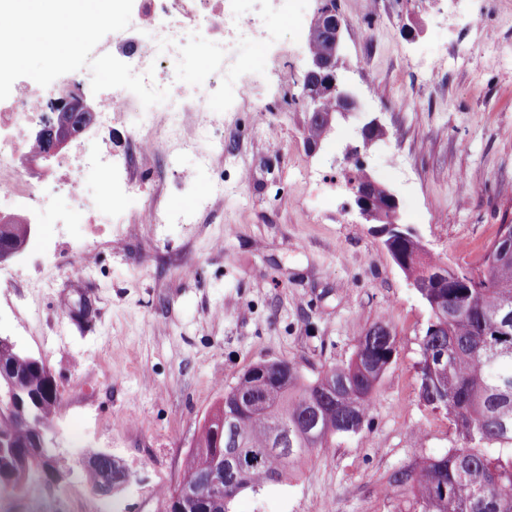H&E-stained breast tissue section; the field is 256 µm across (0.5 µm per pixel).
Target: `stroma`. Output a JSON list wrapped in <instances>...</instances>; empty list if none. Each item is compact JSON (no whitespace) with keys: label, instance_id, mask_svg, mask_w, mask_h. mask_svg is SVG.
Returning <instances> with one entry per match:
<instances>
[{"label":"stroma","instance_id":"1","mask_svg":"<svg viewBox=\"0 0 512 512\" xmlns=\"http://www.w3.org/2000/svg\"><path fill=\"white\" fill-rule=\"evenodd\" d=\"M319 6L289 0L253 95L227 101L209 170L165 147L135 158L125 223L60 226L45 213L8 265L0 336L55 378L68 475L52 489L31 476L0 512H165L200 424L244 371L286 360L315 376L348 361L377 322L398 348L368 427L313 453L295 478L243 492L231 512H417L389 477L459 447L452 421L420 397L428 308L343 187L359 118L337 120L317 148L304 137ZM336 11L342 74L361 118L386 131L368 171L431 255L477 260L512 221V0H336ZM149 207L192 221L141 223ZM89 448L130 470L124 490L91 489L78 464Z\"/></svg>","mask_w":512,"mask_h":512}]
</instances>
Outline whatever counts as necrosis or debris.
<instances>
[{"mask_svg":"<svg viewBox=\"0 0 512 512\" xmlns=\"http://www.w3.org/2000/svg\"><path fill=\"white\" fill-rule=\"evenodd\" d=\"M287 9L288 0H140L120 41L98 44L97 52L129 60L135 74L151 75L152 85L169 89L168 100L154 109L121 88L99 96L85 137L61 157V176L51 189L26 166L36 149L33 131L53 107L77 102L91 74L67 73L52 87L35 85L16 96L0 108V223H15L20 216L40 223L42 203L57 190L71 205L60 223H73L78 213L88 224L123 223L118 202L132 184L130 160L159 141L194 154L200 168H210L213 138L223 121L227 66L236 47L243 39L264 45L274 20ZM200 47L206 64L185 82L180 62ZM116 124L128 136L118 153L99 144ZM89 172L99 174V181L86 180Z\"/></svg>","mask_w":512,"mask_h":512,"instance_id":"4bbe7bcc","label":"necrosis or debris"}]
</instances>
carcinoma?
Returning a JSON list of instances; mask_svg holds the SVG:
<instances>
[{"mask_svg":"<svg viewBox=\"0 0 512 512\" xmlns=\"http://www.w3.org/2000/svg\"><path fill=\"white\" fill-rule=\"evenodd\" d=\"M495 240L474 263L449 266L448 287L428 288L424 298L429 322L421 338L420 394L425 403L446 412L461 446L444 455L412 462L393 473L390 485L410 494L419 512H512V241ZM30 238L27 224H0V248H22ZM410 257L422 259L404 270L422 283L442 270L415 236L398 243ZM397 336L376 323L357 338L350 360L331 365L315 377L288 364V382L268 383L243 373L224 391L223 408L262 397L252 416L235 419L234 428L218 433L199 428L194 450L180 483L201 481L214 448H232L244 440L246 461L241 480L208 503L209 512H230L240 493L280 482L312 453L329 448L335 438L361 432L369 424L374 390L397 354ZM0 370L15 385L42 397L40 427L49 431L57 414V392L48 393L45 364L0 346ZM35 437L26 407L0 412V475L12 478L11 493L24 490L40 460L31 454Z\"/></svg>","mask_w":512,"mask_h":512,"instance_id":"obj_1","label":"carcinoma"}]
</instances>
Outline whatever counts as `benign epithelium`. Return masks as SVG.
Instances as JSON below:
<instances>
[{"label": "benign epithelium", "instance_id": "7a95c632", "mask_svg": "<svg viewBox=\"0 0 512 512\" xmlns=\"http://www.w3.org/2000/svg\"><path fill=\"white\" fill-rule=\"evenodd\" d=\"M321 30L328 37V53L318 58L308 56L304 73V93L307 111L325 120L332 126L336 117L343 119L359 112L358 101L347 87L341 73V34L342 22L328 9L316 12L309 25V31ZM336 98L335 111L328 114L322 112L325 97ZM82 124L77 122V114L70 107L54 109L52 118L46 120L36 129V137L44 143L45 149L40 159L47 162L57 152L73 141L81 130ZM377 120L367 121L358 128V139L346 148L345 159L353 160L364 176V184L354 190V203L358 214L366 224L373 225V230L383 238L385 246L399 242L416 231L405 224L398 223L397 210L399 203L393 193L377 182L367 172L363 157L379 140ZM389 254L400 268L409 262L407 255L397 248L391 247ZM115 458L106 450L94 457L82 456L79 465L82 469L94 468L101 473V481L96 492L109 496L123 489L131 480L130 471L126 477L118 479L113 474L112 463ZM244 468L240 449L230 448L216 450V459L210 473L198 487H178L173 497L168 500L166 512H186L185 505L194 507V512H206L207 501L212 496L224 495V485L236 484Z\"/></svg>", "mask_w": 512, "mask_h": 512}]
</instances>
